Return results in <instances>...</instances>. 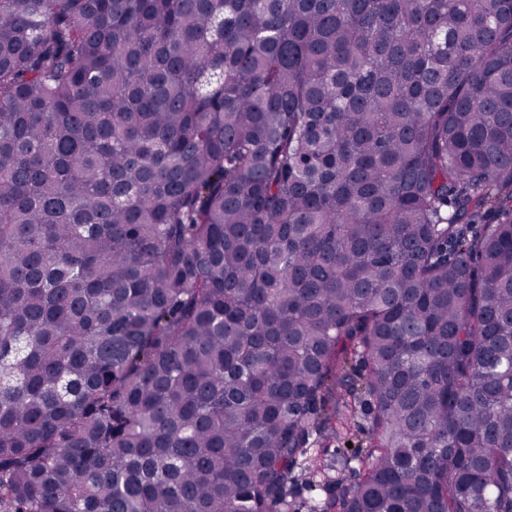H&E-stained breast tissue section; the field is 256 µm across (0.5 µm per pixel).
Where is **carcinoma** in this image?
I'll use <instances>...</instances> for the list:
<instances>
[{"mask_svg": "<svg viewBox=\"0 0 512 512\" xmlns=\"http://www.w3.org/2000/svg\"><path fill=\"white\" fill-rule=\"evenodd\" d=\"M357 392L309 512H512V0H0V506L294 512ZM368 431V424L363 417L361 406H356V416L351 423L350 433L346 439H342L341 442L331 441H318V436L314 435L315 438L312 448V457L309 460V467L311 468V474L303 475L299 481L298 487L292 497L293 504L299 512H309L308 506L314 502L323 500L327 497V488L325 484L327 481H333L336 474L334 472L316 473L322 466V460L330 459L336 448H348L347 443H352V448H348L349 453L359 452L361 456H364L366 451V437ZM348 440V441H347ZM346 441V443H344ZM314 482H311V481ZM317 481V482H316Z\"/></svg>", "mask_w": 512, "mask_h": 512, "instance_id": "carcinoma-1", "label": "carcinoma"}]
</instances>
